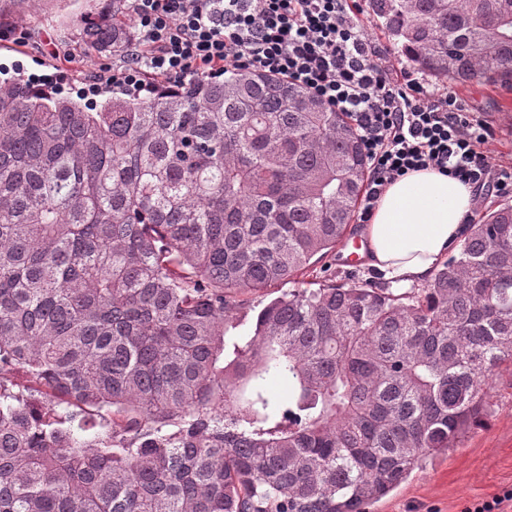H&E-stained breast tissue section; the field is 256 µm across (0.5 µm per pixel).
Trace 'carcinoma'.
Instances as JSON below:
<instances>
[{"label": "carcinoma", "instance_id": "carcinoma-1", "mask_svg": "<svg viewBox=\"0 0 512 512\" xmlns=\"http://www.w3.org/2000/svg\"><path fill=\"white\" fill-rule=\"evenodd\" d=\"M369 8L428 75L512 85V0ZM124 13L81 41L123 48ZM366 177L348 115L274 75L94 107L0 79V512H365L457 447L512 362V204L419 288L306 287ZM291 287L292 284L287 283L278 288H268V290L249 294V304L235 312L233 323L236 327L230 329L227 336L232 339L250 338L254 333L256 317L261 308L271 299L279 296L283 291Z\"/></svg>", "mask_w": 512, "mask_h": 512}]
</instances>
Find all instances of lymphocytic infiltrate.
<instances>
[{
  "instance_id": "1",
  "label": "lymphocytic infiltrate",
  "mask_w": 512,
  "mask_h": 512,
  "mask_svg": "<svg viewBox=\"0 0 512 512\" xmlns=\"http://www.w3.org/2000/svg\"><path fill=\"white\" fill-rule=\"evenodd\" d=\"M135 30L108 77L148 94L239 70L283 77L347 113L367 161L358 214L385 188L434 168L512 197V163L492 165L489 123L456 94L396 70L367 34L359 0H129Z\"/></svg>"
}]
</instances>
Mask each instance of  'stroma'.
<instances>
[{
  "mask_svg": "<svg viewBox=\"0 0 512 512\" xmlns=\"http://www.w3.org/2000/svg\"><path fill=\"white\" fill-rule=\"evenodd\" d=\"M111 8V0H15L0 16V28L22 25L24 39L0 38V67L39 78L63 72L90 81L100 66L120 56L84 48L78 30L84 15ZM454 92L494 128L488 147L492 163L512 162V90L474 83ZM483 419L458 447L426 457L406 482L369 504L368 512H463L512 488V363L495 370Z\"/></svg>",
  "mask_w": 512,
  "mask_h": 512,
  "instance_id": "1",
  "label": "stroma"
}]
</instances>
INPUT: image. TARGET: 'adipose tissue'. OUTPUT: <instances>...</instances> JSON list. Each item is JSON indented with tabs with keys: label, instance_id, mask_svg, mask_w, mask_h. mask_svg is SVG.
Segmentation results:
<instances>
[{
	"label": "adipose tissue",
	"instance_id": "ef3b65f1",
	"mask_svg": "<svg viewBox=\"0 0 512 512\" xmlns=\"http://www.w3.org/2000/svg\"><path fill=\"white\" fill-rule=\"evenodd\" d=\"M475 203L471 186L433 168L394 181L366 226L370 267L394 282L430 278L449 245L465 238Z\"/></svg>",
	"mask_w": 512,
	"mask_h": 512
}]
</instances>
